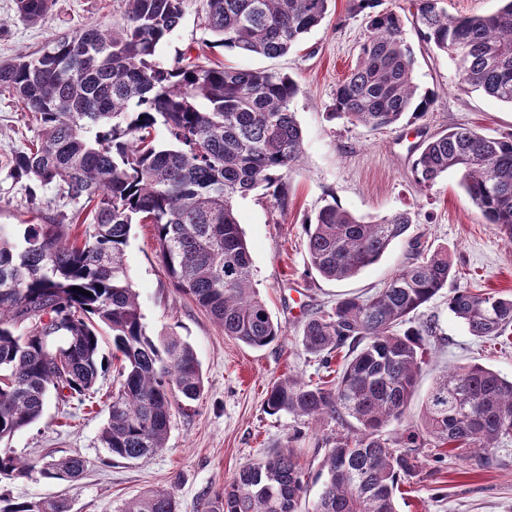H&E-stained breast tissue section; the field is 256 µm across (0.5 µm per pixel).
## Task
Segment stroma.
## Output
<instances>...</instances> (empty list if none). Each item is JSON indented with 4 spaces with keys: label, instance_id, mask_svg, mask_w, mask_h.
<instances>
[{
    "label": "stroma",
    "instance_id": "1",
    "mask_svg": "<svg viewBox=\"0 0 512 512\" xmlns=\"http://www.w3.org/2000/svg\"><path fill=\"white\" fill-rule=\"evenodd\" d=\"M379 7L402 16L415 55V81L421 90L433 93L434 104L423 117L370 130L329 116L336 86L353 69L366 36L365 20L354 12L352 0H332L322 24L276 58L212 47L204 26L206 0H187L179 28L158 48L157 63L171 65L188 51L203 63L277 71L299 85L291 108L302 129L304 159L288 179L287 210L274 208L263 189L236 203L252 257L254 286L283 334L261 349L226 336L204 309L173 287L157 258L152 225H133L125 265L146 330L153 337L176 333L193 347L204 391L190 410L174 411L166 447L141 460L110 459L99 440L108 420L107 396L118 387L114 376L100 381L94 402L78 409L50 397L43 417L17 433L10 449L23 459L77 454L86 459V470L74 483L36 473L8 481L14 496L64 498L71 512H121L127 501L162 487L173 491L178 512H214L225 483L244 466L288 445L313 477L300 504L307 512L321 490L314 477L329 440L341 430L357 432L352 421L341 428L327 418L311 421L287 413L271 415L264 409L266 391L279 378L315 382L327 369L342 366L337 358L330 368H323L319 356L304 350L301 330L307 315L331 308L344 295L383 288L413 260L415 240L427 254L447 248L457 285L512 295V242L485 223L459 174L448 172L426 190L412 177L415 148L424 140L455 126L491 136L512 133V105L462 88L455 61L421 37L410 0H379ZM120 16L119 0H54L47 18L32 24L18 14L15 0H0V18L5 21L0 27V63L21 53H36L86 22L109 26ZM36 135L30 112L0 89L2 226L37 224L73 209L58 187L39 189L33 201L24 182L9 176V157ZM331 200L366 221L406 210L412 223L377 263L348 280H328L307 263L304 224ZM448 295V290H441L412 318L413 326L431 325L435 332L427 339L428 362L411 404L401 422L387 427V435L422 428L427 394L447 368L478 363L512 377V340L471 336L449 310ZM421 457L425 466L419 477L402 483L396 494L398 512H512V437L485 455L458 458L447 449L428 446Z\"/></svg>",
    "mask_w": 512,
    "mask_h": 512
}]
</instances>
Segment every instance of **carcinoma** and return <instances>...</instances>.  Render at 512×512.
<instances>
[{"instance_id":"obj_1","label":"carcinoma","mask_w":512,"mask_h":512,"mask_svg":"<svg viewBox=\"0 0 512 512\" xmlns=\"http://www.w3.org/2000/svg\"><path fill=\"white\" fill-rule=\"evenodd\" d=\"M186 0H120L121 21H91L45 45L34 57L0 64V88L32 114L37 139L9 159L11 175L36 187L57 186L75 204L68 219L0 229V447L37 422L50 391L65 403L91 401L99 378L117 361L119 390L99 436L110 458L137 460L166 447L173 408L197 400L204 381L192 346L176 334H147L128 282L131 225L151 224L164 270L177 290L231 336L265 347L282 335L254 288L248 244L235 203L274 188L286 206L288 174L300 163L303 133L290 103L297 83L277 72L191 61L164 68L159 45L181 24ZM331 0H207L205 28L228 51L278 57L321 25ZM491 15L452 16L439 0H413L423 38L457 61L461 85L512 105V0ZM53 0H16L36 24ZM368 35L354 69L336 87L330 115L371 130L429 111L433 94L414 82L404 22L353 0ZM163 127L168 144L157 140ZM450 170L486 222L512 238V134L443 130L418 147L414 182L431 187ZM412 224L403 210L364 221L326 203L304 224L311 269L344 280L379 261ZM448 250L400 269L371 296H350L308 315L305 351L325 366L342 356L332 380L284 377L267 390L265 409L311 419H353L355 437L336 434L317 477L311 512H397L395 492L418 475L425 440L455 455L484 454L512 435V379L481 365L436 379L424 431L390 438L404 417L426 362L430 329H402L448 285ZM80 287L88 294L74 290ZM448 308L479 338L512 325V296L458 286ZM112 338V359L102 333ZM85 461L25 463L0 450V480L76 481ZM306 473L290 448L243 468L224 484L219 512H298ZM0 512H70L64 499H19L0 487ZM122 512H177L174 495L151 489Z\"/></svg>"}]
</instances>
